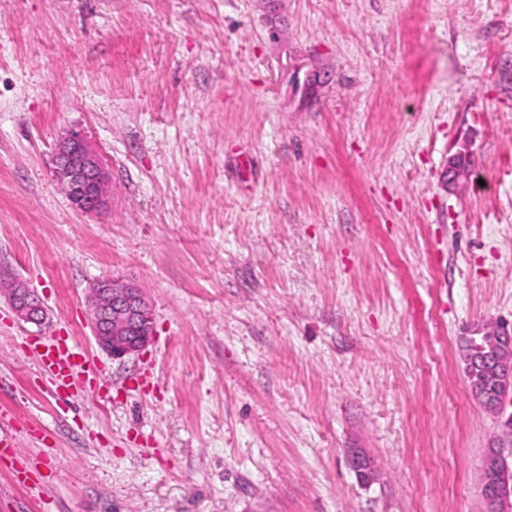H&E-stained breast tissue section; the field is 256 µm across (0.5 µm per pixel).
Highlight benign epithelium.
<instances>
[{
    "instance_id": "7a95c632",
    "label": "benign epithelium",
    "mask_w": 512,
    "mask_h": 512,
    "mask_svg": "<svg viewBox=\"0 0 512 512\" xmlns=\"http://www.w3.org/2000/svg\"><path fill=\"white\" fill-rule=\"evenodd\" d=\"M54 172L73 206L82 213H101L112 207V194L100 154L83 134L72 132L56 147ZM9 303L23 321L40 324L45 308L40 297L21 284L11 290ZM91 328L99 347L114 359H122L144 350L154 338V324L143 291L132 283L100 280L90 293ZM467 378L482 371L494 376L490 393H481L471 381V392L486 410L498 413L503 400L512 396V328L500 323L488 327L482 349L471 351L461 346ZM350 463L356 474L374 479L372 461L359 449L350 451ZM488 478L481 482L483 498L495 505V512L512 506V467L501 449H492L483 462Z\"/></svg>"
}]
</instances>
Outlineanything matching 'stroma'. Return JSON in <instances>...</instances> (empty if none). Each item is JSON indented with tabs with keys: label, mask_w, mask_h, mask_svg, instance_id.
I'll return each mask as SVG.
<instances>
[{
	"label": "stroma",
	"mask_w": 512,
	"mask_h": 512,
	"mask_svg": "<svg viewBox=\"0 0 512 512\" xmlns=\"http://www.w3.org/2000/svg\"><path fill=\"white\" fill-rule=\"evenodd\" d=\"M85 133L112 208L53 149ZM462 158L471 176L448 184ZM0 512H484L512 400L458 342L512 321V0H0ZM135 281L139 355L88 295ZM100 380L54 393L33 338ZM377 476L362 483L348 451ZM54 172L78 211L101 213L112 207V194L101 156L80 132H72L58 142ZM91 328L99 347L122 359L144 350L154 338L149 303L132 283L100 280L90 293ZM9 303L15 314L23 321L41 324L45 319V308L40 297L25 284L11 290Z\"/></svg>",
	"instance_id": "obj_1"
}]
</instances>
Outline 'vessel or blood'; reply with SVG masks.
<instances>
[{"label":"vessel or blood","instance_id":"b4317fda","mask_svg":"<svg viewBox=\"0 0 512 512\" xmlns=\"http://www.w3.org/2000/svg\"><path fill=\"white\" fill-rule=\"evenodd\" d=\"M29 349L41 358L55 390H70L78 377H98L99 367L77 345L62 339L37 340Z\"/></svg>","mask_w":512,"mask_h":512}]
</instances>
